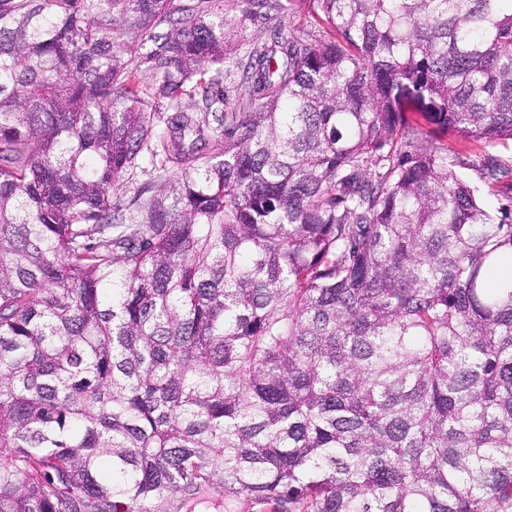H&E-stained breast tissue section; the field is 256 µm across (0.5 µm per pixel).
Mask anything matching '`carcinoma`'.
I'll return each instance as SVG.
<instances>
[{
  "label": "carcinoma",
  "instance_id": "obj_1",
  "mask_svg": "<svg viewBox=\"0 0 512 512\" xmlns=\"http://www.w3.org/2000/svg\"><path fill=\"white\" fill-rule=\"evenodd\" d=\"M234 2L0 0V512H497L512 216L407 113L512 141V0H312L226 112ZM288 12L281 16H274L269 25H279L282 32L289 35L306 37L313 35L317 38H324V30L313 18V5L309 0H293ZM236 79V77H235ZM234 77H226L224 79V85L222 87L224 93V109L227 112H249L250 107L246 100L240 94L236 83H234ZM151 506L164 512H272L269 507L252 504L243 496L224 509V495L214 488H204L193 499L175 495Z\"/></svg>",
  "mask_w": 512,
  "mask_h": 512
}]
</instances>
